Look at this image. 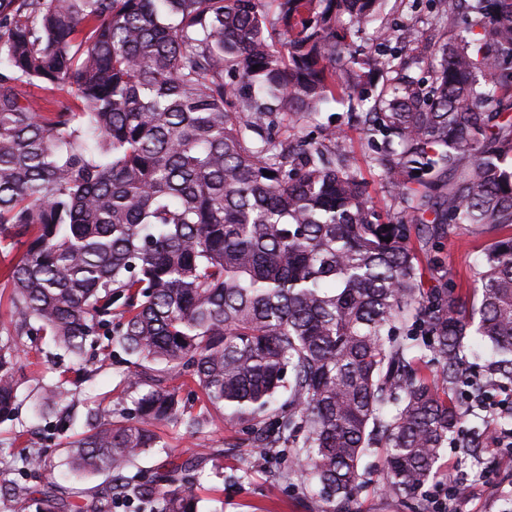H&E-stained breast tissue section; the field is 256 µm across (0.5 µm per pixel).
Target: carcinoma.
<instances>
[{"label": "carcinoma", "mask_w": 512, "mask_h": 512, "mask_svg": "<svg viewBox=\"0 0 512 512\" xmlns=\"http://www.w3.org/2000/svg\"><path fill=\"white\" fill-rule=\"evenodd\" d=\"M383 3L0 0V253L24 248L3 273L0 420L18 408L21 336H51L84 379L86 349L104 364L119 348L140 388L120 420L87 404L64 442L71 471L112 473L67 512L115 498L201 512L178 477L191 464L127 471L163 447L151 424L193 436L212 412L288 449L326 512H351L373 448L380 489L412 495L457 431L453 395L512 379V237L485 253L469 306L451 277L425 287L411 243L512 226V0H432L444 42L423 77L415 28L401 52L364 45ZM330 101L361 111L396 218H375L340 131L280 135L283 117L312 122ZM470 336L490 351L482 379L462 371ZM174 379L198 388L199 411ZM73 387L48 386L36 408ZM33 494L0 483L18 504Z\"/></svg>", "instance_id": "cac0c4a2"}]
</instances>
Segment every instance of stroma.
Masks as SVG:
<instances>
[{"label": "stroma", "instance_id": "obj_1", "mask_svg": "<svg viewBox=\"0 0 512 512\" xmlns=\"http://www.w3.org/2000/svg\"><path fill=\"white\" fill-rule=\"evenodd\" d=\"M429 9V0H386L378 19L367 26L366 36L372 39L378 29L392 32L413 23L421 31L422 44L433 43L438 31L428 22ZM323 124L344 131L350 163L367 185L375 214L383 220L393 218L398 210L395 194L372 167L373 151L356 123L349 120L346 107L333 101L323 105L318 124L300 128L299 134L318 139ZM506 234L512 236V227L504 232L465 227L444 239L441 249H418L419 265L428 273L427 286L437 285L442 275L450 273L461 296L472 298L476 264L490 245ZM23 343L19 409L14 420L0 423V478L27 484L39 496L90 501L107 483L108 473L101 471L82 480L63 478L61 444L65 436L53 430L56 416L50 412L40 417L31 409L43 388L57 381L64 369L55 358L57 348L47 336H27ZM127 372L125 354L116 352L112 365L94 372L82 383L81 392L100 404L106 415L119 417L133 409L138 393L135 386L124 382ZM22 430L32 432L31 452L40 456L41 465L27 464L18 456L13 440ZM509 431L512 422L498 414L465 417L456 439L441 451L439 477L427 486L428 495L437 504H445L449 477H461L472 493L463 512H512V455L490 450L494 437ZM156 432L166 448L143 454L139 470L146 475L162 473L185 460H197L193 488L201 499L202 512H326L325 502L309 494L299 477L289 473L287 449L256 448L255 433L245 425L217 418L195 436L173 423L157 425ZM382 464V452L377 448L363 459L368 483L354 499L353 512H415L414 500L380 490Z\"/></svg>", "mask_w": 512, "mask_h": 512}]
</instances>
